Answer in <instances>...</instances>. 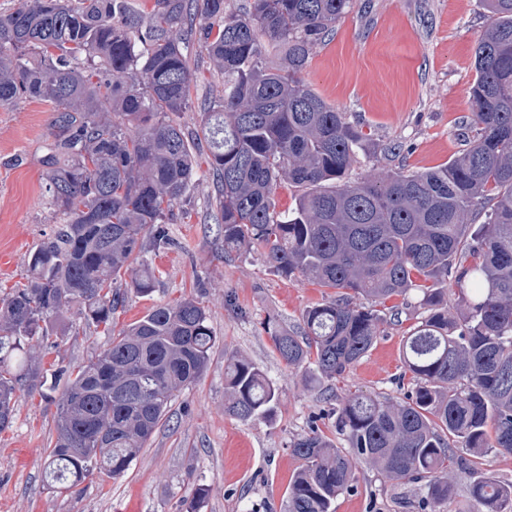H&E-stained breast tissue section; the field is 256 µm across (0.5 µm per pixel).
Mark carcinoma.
Wrapping results in <instances>:
<instances>
[{"mask_svg":"<svg viewBox=\"0 0 512 512\" xmlns=\"http://www.w3.org/2000/svg\"><path fill=\"white\" fill-rule=\"evenodd\" d=\"M224 2L155 0L144 19L128 0H18L0 14V106L53 104L42 165L62 219L29 254L27 283L0 293V430L22 392L56 403L45 473L64 493L96 470L123 474L202 376L217 337L197 299L155 305L118 331L112 322L128 292L154 293L145 255L171 244L165 224L204 142L224 249L255 247L282 276L332 291L297 329L270 332L306 386L342 376L381 335V314L355 298L383 304L413 290L424 309L402 345L412 397L341 400L344 448L315 430L294 439L302 465L281 512H334L359 463L417 485L434 512L454 494L458 451L512 453V0H483L466 148L360 182L348 172L365 136L301 78L350 0H250L243 13ZM197 19L224 93L192 137L171 115L191 108L184 33ZM283 184L298 191L287 211L274 201ZM430 280L459 290L457 317ZM72 309L109 340L82 365L46 368L30 350ZM224 381L225 413L273 419L279 388L256 364L224 354ZM470 489L476 512H512V484L478 475Z\"/></svg>","mask_w":512,"mask_h":512,"instance_id":"cac0c4a2","label":"carcinoma"}]
</instances>
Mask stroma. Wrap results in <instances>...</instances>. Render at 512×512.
<instances>
[{
	"mask_svg": "<svg viewBox=\"0 0 512 512\" xmlns=\"http://www.w3.org/2000/svg\"><path fill=\"white\" fill-rule=\"evenodd\" d=\"M489 23L481 0H350L333 32L316 45L303 80L358 126L367 154L351 172L358 180L387 170L443 164L463 147L472 121L469 103L474 45ZM185 53L195 72L191 107L175 115L185 132L224 86L198 37ZM50 104L29 100L0 108V288L23 284L29 252L60 223L42 179ZM215 193L208 152L197 154V176L176 207L170 246L149 253L158 286L152 296L129 294L114 317L126 326L154 305L196 296L218 343L203 377L174 400L166 420L120 477L93 474L68 493L49 489L45 450L55 439L56 406L22 396L10 429L0 432V512H188L195 484L211 491L200 512H280L301 462L291 441L318 430L334 443L338 399L364 391L400 401L413 381L405 374L404 336L423 316L416 293L399 303L374 347L322 392L303 388L280 360L270 329H293L303 312L327 298L307 279L269 268L258 251L228 252L209 199ZM107 340L74 322L32 353L77 365ZM241 354L279 388L273 420L241 421L224 413V354ZM335 512H420L413 485L361 465Z\"/></svg>",
	"mask_w": 512,
	"mask_h": 512,
	"instance_id": "stroma-1",
	"label": "stroma"
}]
</instances>
